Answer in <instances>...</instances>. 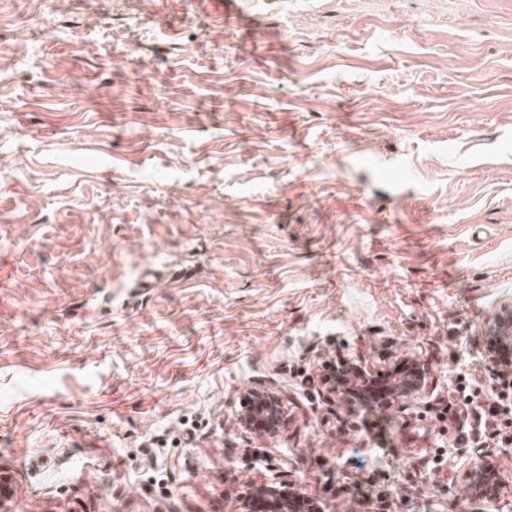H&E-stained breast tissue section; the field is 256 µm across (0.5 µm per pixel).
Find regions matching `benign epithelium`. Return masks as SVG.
Masks as SVG:
<instances>
[{"label": "benign epithelium", "instance_id": "benign-epithelium-1", "mask_svg": "<svg viewBox=\"0 0 512 512\" xmlns=\"http://www.w3.org/2000/svg\"><path fill=\"white\" fill-rule=\"evenodd\" d=\"M512 344V301L499 305L493 316L481 328L477 344L482 347L488 370L499 376L512 374L502 367L494 346ZM341 368L335 379L323 375L320 382L326 391V398H338L349 405L351 411L359 414L370 412L377 405L379 396L386 397L384 404L410 406L416 404L425 393L429 382L430 368L419 360H410L411 369L404 376L392 377V383L380 386L374 383L362 361L357 358L340 359ZM286 410L276 392L268 387L254 386L242 391L238 397L236 419L242 429L258 432L269 437L279 434L285 421ZM502 481L496 467L484 460L468 465L457 487L456 510L458 512H490L492 504L502 498ZM11 471L0 466V512H11L10 499L13 491ZM257 496L267 502L266 512H326V508L315 499L295 489L294 484L279 481L262 485Z\"/></svg>", "mask_w": 512, "mask_h": 512}]
</instances>
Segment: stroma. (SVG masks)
Listing matches in <instances>:
<instances>
[{
	"instance_id": "obj_1",
	"label": "stroma",
	"mask_w": 512,
	"mask_h": 512,
	"mask_svg": "<svg viewBox=\"0 0 512 512\" xmlns=\"http://www.w3.org/2000/svg\"><path fill=\"white\" fill-rule=\"evenodd\" d=\"M0 0V464L23 512H241L271 478L328 512H448L512 457L325 360L494 386L512 299V0ZM59 26L46 31L42 21ZM166 283L138 286L146 265ZM287 409L242 432L256 384ZM510 343L512 346V301L507 300L499 305L493 316L481 328V336L477 344L482 347L488 370L499 377H508L509 368L502 367L494 351V345ZM339 362L341 368L335 379L330 381L327 375H323L320 376V382L327 393V399L332 400L333 396L343 400L354 414L370 412L377 405L381 397L374 394V387L386 397L384 405L400 404L407 407L417 404L416 401L423 396L429 382L430 368L419 360L410 359L411 369L406 375H395L391 377L392 383L384 386L374 383V378L362 366L361 360L347 357L341 358ZM235 412L242 429L269 437L279 434L286 417L285 406L277 393L261 386L242 391Z\"/></svg>"
}]
</instances>
